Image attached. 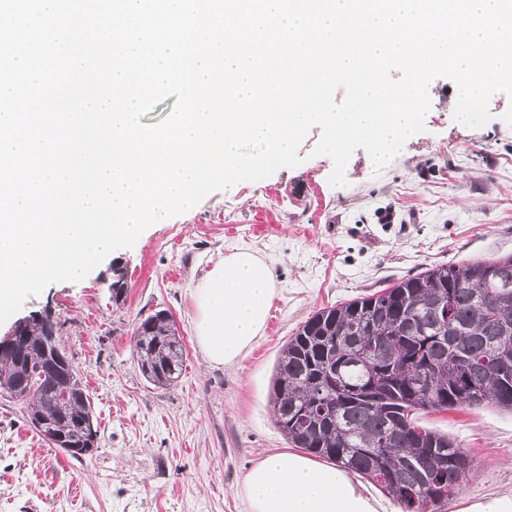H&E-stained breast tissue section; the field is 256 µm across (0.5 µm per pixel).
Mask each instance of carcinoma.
I'll list each match as a JSON object with an SVG mask.
<instances>
[{"label":"carcinoma","mask_w":512,"mask_h":512,"mask_svg":"<svg viewBox=\"0 0 512 512\" xmlns=\"http://www.w3.org/2000/svg\"><path fill=\"white\" fill-rule=\"evenodd\" d=\"M512 254L426 267L392 286L322 308L284 345L272 377L277 427L296 448L351 470L396 500L426 512L455 493L473 459L412 413L493 405L512 412V380L496 360L512 352ZM112 300L127 293L112 268ZM133 355L158 388L178 381L184 349L166 310L141 319ZM43 419L53 447L80 460L96 448L89 393L45 311L12 343H0V391Z\"/></svg>","instance_id":"cac0c4a2"}]
</instances>
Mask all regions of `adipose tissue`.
Wrapping results in <instances>:
<instances>
[{
	"label": "adipose tissue",
	"mask_w": 512,
	"mask_h": 512,
	"mask_svg": "<svg viewBox=\"0 0 512 512\" xmlns=\"http://www.w3.org/2000/svg\"><path fill=\"white\" fill-rule=\"evenodd\" d=\"M276 296L270 266L242 249L218 261L194 293L196 340L216 365L238 362L262 335ZM250 512H378L346 472L293 452L267 456L245 475Z\"/></svg>",
	"instance_id": "obj_1"
}]
</instances>
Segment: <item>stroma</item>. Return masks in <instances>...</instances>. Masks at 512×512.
Segmentation results:
<instances>
[{"instance_id": "obj_1", "label": "stroma", "mask_w": 512, "mask_h": 512, "mask_svg": "<svg viewBox=\"0 0 512 512\" xmlns=\"http://www.w3.org/2000/svg\"><path fill=\"white\" fill-rule=\"evenodd\" d=\"M423 132L375 172L356 150L348 186H331L333 163H302L206 196L145 230L85 279L55 282L25 300L20 316L51 309L99 423L98 446L75 460L33 430L27 412L0 396V512H248L241 484L266 456L289 451L275 424L271 378L288 338L320 308L393 285L427 265L512 253V99L494 94L479 128L453 117L455 84L434 80ZM268 225L259 234L255 225ZM248 248L272 266L277 295L262 336L237 363L211 364L195 339L193 293L214 263ZM121 261L127 293L109 291ZM168 310L183 338L177 384L147 383L133 358V330ZM473 459L457 494L428 512H462L512 494V413L485 405L421 412Z\"/></svg>"}]
</instances>
